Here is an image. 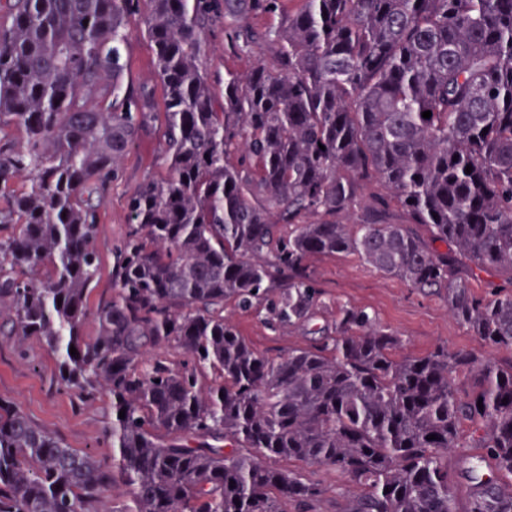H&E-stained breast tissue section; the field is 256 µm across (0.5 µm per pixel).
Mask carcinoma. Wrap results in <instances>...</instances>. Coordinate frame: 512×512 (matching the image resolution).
<instances>
[{
    "mask_svg": "<svg viewBox=\"0 0 512 512\" xmlns=\"http://www.w3.org/2000/svg\"><path fill=\"white\" fill-rule=\"evenodd\" d=\"M136 16L162 112L125 81ZM220 22L233 48L275 43L276 70L227 71L218 96ZM152 131L165 173L129 197L92 311L103 202ZM336 255L512 351V0H0V336L112 400L104 464L0 397V512H313L322 484L281 459L356 488L340 512H459L454 448L492 470L465 512H512V361L402 355L359 307L316 326L309 261ZM228 304L320 339L269 359Z\"/></svg>",
    "mask_w": 512,
    "mask_h": 512,
    "instance_id": "carcinoma-1",
    "label": "carcinoma"
}]
</instances>
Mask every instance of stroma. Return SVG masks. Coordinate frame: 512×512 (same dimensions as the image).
<instances>
[{"mask_svg":"<svg viewBox=\"0 0 512 512\" xmlns=\"http://www.w3.org/2000/svg\"><path fill=\"white\" fill-rule=\"evenodd\" d=\"M127 59L129 80L136 85H149L155 96H162L154 53L143 37L132 39ZM207 59L209 82L217 91L224 88L225 71L242 73L258 61L270 68L275 65L272 44L249 54L239 53L226 44L220 27L208 37ZM161 172L158 138L147 136L125 162L122 179L113 184L102 205L97 248L104 264H111L112 246L125 232L128 196L146 178ZM310 267L324 292L318 325L332 324L339 306L360 307L372 312L382 326L402 336L408 354L423 355L445 346L469 351L484 360L512 362L511 352L489 349L464 327L442 297L409 288L357 256H317L311 259ZM227 314L243 336L265 355L275 357L310 342L309 336L295 327L269 329L254 313L231 308ZM0 396L12 401L35 426L50 432L68 447L101 460H111L112 451L106 439L112 420L109 398L100 395L85 400L77 388L63 385L58 377L57 361L41 339L32 338L20 345L0 338Z\"/></svg>","mask_w":512,"mask_h":512,"instance_id":"35a3bbf8","label":"stroma"}]
</instances>
